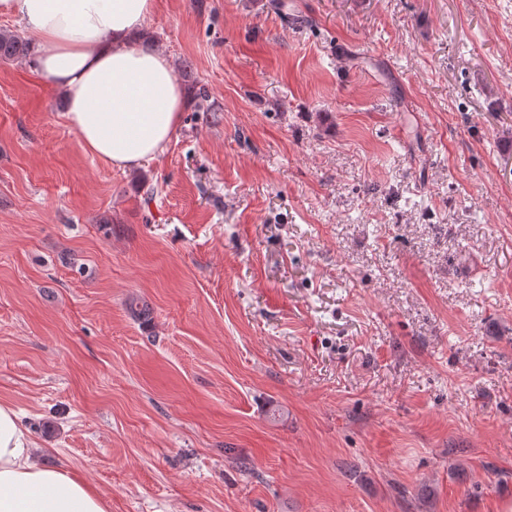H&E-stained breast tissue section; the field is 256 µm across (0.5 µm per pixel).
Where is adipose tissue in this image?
Wrapping results in <instances>:
<instances>
[{"mask_svg": "<svg viewBox=\"0 0 512 512\" xmlns=\"http://www.w3.org/2000/svg\"><path fill=\"white\" fill-rule=\"evenodd\" d=\"M155 0H0L35 48L37 72L59 90L84 148L129 171L162 154L185 101L172 61L131 45ZM16 412L0 405V512H107L81 478L38 464Z\"/></svg>", "mask_w": 512, "mask_h": 512, "instance_id": "adipose-tissue-1", "label": "adipose tissue"}]
</instances>
